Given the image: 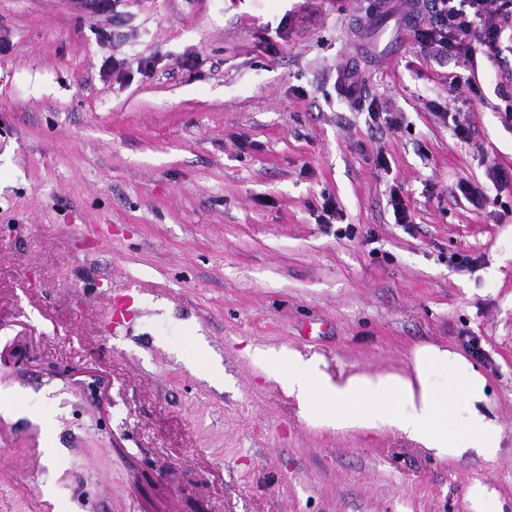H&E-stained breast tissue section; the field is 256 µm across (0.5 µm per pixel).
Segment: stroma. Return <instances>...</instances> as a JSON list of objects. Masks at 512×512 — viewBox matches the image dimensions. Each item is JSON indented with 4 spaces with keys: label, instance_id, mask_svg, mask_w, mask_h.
<instances>
[{
    "label": "stroma",
    "instance_id": "obj_1",
    "mask_svg": "<svg viewBox=\"0 0 512 512\" xmlns=\"http://www.w3.org/2000/svg\"><path fill=\"white\" fill-rule=\"evenodd\" d=\"M380 2L0 0V512H512V53L453 96ZM469 337L492 459L316 426L254 355L401 371ZM100 70L105 77L112 76L115 77L116 80L130 81L131 77L134 78L135 73L142 77L151 76L154 70V64L151 60H140L136 63V69L134 70L129 60L126 58H117L112 55L106 57Z\"/></svg>",
    "mask_w": 512,
    "mask_h": 512
}]
</instances>
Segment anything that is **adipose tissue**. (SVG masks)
Segmentation results:
<instances>
[{
  "label": "adipose tissue",
  "instance_id": "1",
  "mask_svg": "<svg viewBox=\"0 0 512 512\" xmlns=\"http://www.w3.org/2000/svg\"><path fill=\"white\" fill-rule=\"evenodd\" d=\"M267 372L288 368L287 390L303 416L335 431L393 428L441 459L469 450L494 457L501 427L484 414L487 380L458 353L418 346L406 372L354 371L334 379L297 355L280 363L266 355Z\"/></svg>",
  "mask_w": 512,
  "mask_h": 512
}]
</instances>
